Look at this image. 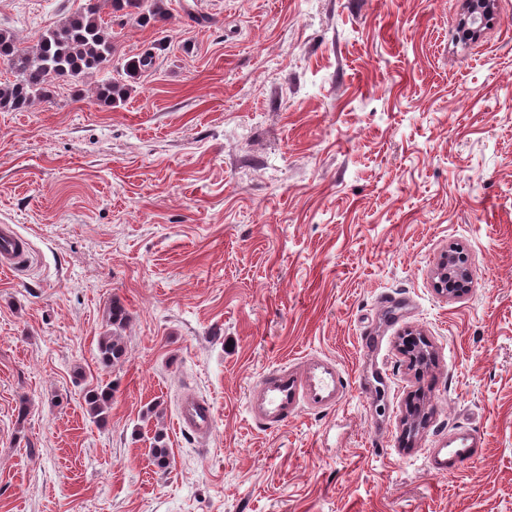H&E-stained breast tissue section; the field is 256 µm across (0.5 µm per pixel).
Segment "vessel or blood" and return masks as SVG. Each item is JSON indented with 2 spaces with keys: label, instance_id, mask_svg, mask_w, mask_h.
<instances>
[{
  "label": "vessel or blood",
  "instance_id": "vessel-or-blood-1",
  "mask_svg": "<svg viewBox=\"0 0 512 512\" xmlns=\"http://www.w3.org/2000/svg\"><path fill=\"white\" fill-rule=\"evenodd\" d=\"M30 258L27 240L11 225H0V270L23 271ZM350 384L335 362L310 355L299 362L266 372L247 400L252 418L268 427H279L296 418L302 411L324 412L336 409L349 392ZM214 409L203 397L186 394L179 403L177 425L187 433L206 438L213 431ZM476 431L461 430L439 440L429 457L434 474H455L473 461L481 447Z\"/></svg>",
  "mask_w": 512,
  "mask_h": 512
}]
</instances>
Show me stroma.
I'll use <instances>...</instances> for the list:
<instances>
[{
    "mask_svg": "<svg viewBox=\"0 0 512 512\" xmlns=\"http://www.w3.org/2000/svg\"><path fill=\"white\" fill-rule=\"evenodd\" d=\"M85 3L0 0V28L33 42ZM497 7L463 43L460 0H168L167 21L112 23V71L156 55L125 102L97 104L96 73L0 112V222L32 249L0 273V512H512V0ZM451 251L470 282L447 298ZM115 299L126 356L107 367ZM411 332L427 363L402 352ZM309 353L353 390L256 425L260 377ZM187 393L216 411L207 441L177 427ZM461 427L477 460L435 475L430 448ZM468 271L460 256L446 254L437 269L435 289L446 297H454L467 291L465 283Z\"/></svg>",
    "mask_w": 512,
    "mask_h": 512,
    "instance_id": "1",
    "label": "stroma"
}]
</instances>
